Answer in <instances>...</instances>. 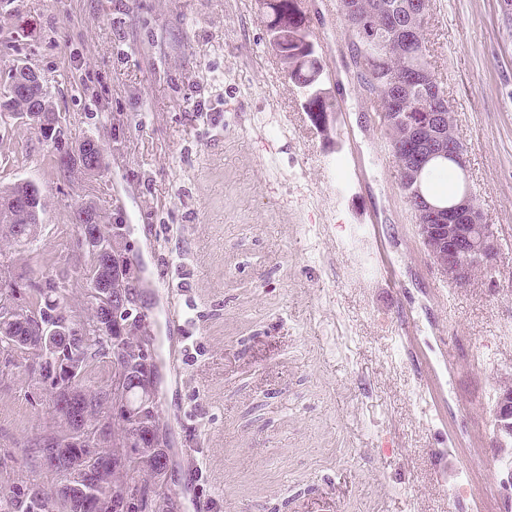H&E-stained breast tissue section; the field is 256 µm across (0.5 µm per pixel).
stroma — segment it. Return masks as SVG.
I'll return each instance as SVG.
<instances>
[{"mask_svg": "<svg viewBox=\"0 0 512 512\" xmlns=\"http://www.w3.org/2000/svg\"><path fill=\"white\" fill-rule=\"evenodd\" d=\"M310 18L341 107L328 136L254 0H0V90L34 68L65 140L104 156L95 175L64 169L31 122L0 119V187L30 181L45 202L13 270L54 280L88 315L72 213L90 202L124 225L152 350L176 362L158 406L173 512H193L197 468L212 512H512V450L493 420L512 385V32L498 0H431L427 58L501 238L495 270L460 289L418 235L377 96L342 67L341 15ZM401 314L409 349L394 338ZM423 371L444 397L435 421L416 397ZM57 424L25 367L0 374V486L57 484L29 451ZM440 446L457 468L433 466Z\"/></svg>", "mask_w": 512, "mask_h": 512, "instance_id": "1", "label": "stroma"}]
</instances>
